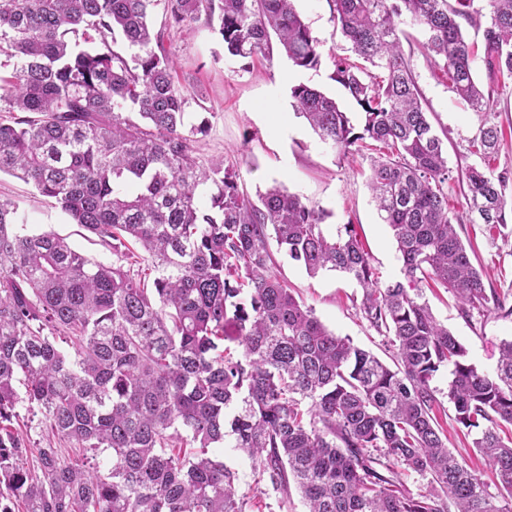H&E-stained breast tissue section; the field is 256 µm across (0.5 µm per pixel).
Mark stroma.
<instances>
[{"instance_id": "stroma-1", "label": "stroma", "mask_w": 512, "mask_h": 512, "mask_svg": "<svg viewBox=\"0 0 512 512\" xmlns=\"http://www.w3.org/2000/svg\"><path fill=\"white\" fill-rule=\"evenodd\" d=\"M295 7L322 43L318 69L292 67L278 51L268 58L225 55L218 34L203 21L172 32L166 47L175 61V81L189 100L186 123L207 126L206 134L198 136L195 143L197 154L204 161L224 157L249 195L280 184L326 210L331 226L355 225L381 283L401 279L392 232L382 222L366 183L370 151L346 154L323 144L292 106L289 88L304 82L335 96L352 122L360 120L356 105L331 78L333 59L345 54L347 42L332 19L328 0H295ZM401 28L411 37L403 49L410 58L428 118L446 133L452 221L463 242L475 247V261L485 270L486 287L512 296V221L492 229L475 220L466 204L467 186L458 180L459 173L470 165L496 173L512 172V78L491 75L483 59L475 58V76L489 91L493 107L485 115L474 112L452 91L442 63L417 49L415 42L423 37L421 28L408 21ZM487 121L501 126L505 137L496 154L483 156L477 153L473 139ZM0 197L17 205L30 228L58 233L88 258L112 262L111 248L71 223L52 199L39 195L30 185L1 174ZM276 260L278 274L328 329L387 359L380 336L357 311L362 290L353 280L338 273L312 278L288 256L280 253ZM424 296L437 319L467 347L469 360L484 371H493L502 341L512 339V318L491 314L468 320L444 289H425ZM219 457L238 475L236 488L246 502V512H305L298 492H290L283 502L268 490L259 462L230 447L221 450Z\"/></svg>"}]
</instances>
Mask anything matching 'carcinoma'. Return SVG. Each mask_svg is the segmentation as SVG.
I'll use <instances>...</instances> for the list:
<instances>
[{"mask_svg":"<svg viewBox=\"0 0 512 512\" xmlns=\"http://www.w3.org/2000/svg\"><path fill=\"white\" fill-rule=\"evenodd\" d=\"M0 0V173L55 200L112 249L93 261L52 232L29 233L0 200V512H245L236 475L216 450L262 462L274 492L295 484L307 512H512V340L491 373L434 316L421 284L452 293L461 314L512 317L485 287L448 213V155L422 105L399 24L409 17L454 92L490 110L449 0H329L347 40L332 80L360 110L289 88L319 139L343 153L372 140L367 184L393 232L404 281L380 285L353 225L331 233L326 211L281 186L253 200L222 159L198 157L185 129L169 31L219 21L224 52L266 55L277 39L292 66L320 65V42L293 0ZM487 65L512 75V0H489ZM136 49L126 56L110 48ZM499 146L496 125L476 137ZM469 211L506 224L509 173H464ZM279 250L315 276L338 271L362 288L359 312L382 337L389 366L329 330L275 271ZM239 350L224 347V327ZM495 471L496 492L460 462L433 386ZM23 407L47 442L29 466ZM106 460L104 466H88ZM404 472L427 480L412 492Z\"/></svg>","mask_w":512,"mask_h":512,"instance_id":"carcinoma-1","label":"carcinoma"}]
</instances>
